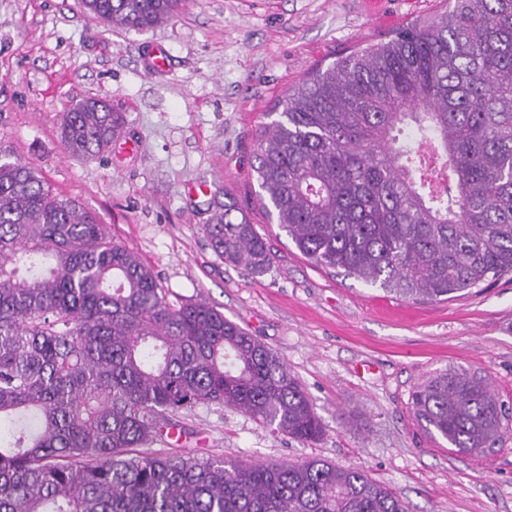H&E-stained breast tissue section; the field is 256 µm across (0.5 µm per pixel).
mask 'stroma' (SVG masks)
I'll use <instances>...</instances> for the list:
<instances>
[{
  "label": "stroma",
  "instance_id": "obj_1",
  "mask_svg": "<svg viewBox=\"0 0 512 512\" xmlns=\"http://www.w3.org/2000/svg\"><path fill=\"white\" fill-rule=\"evenodd\" d=\"M445 0H188L148 31H110L80 0H0V149L54 192L96 214L139 254L169 300L205 301L288 365L324 432L300 442L245 413L200 405L179 415L197 460L325 458L362 469L408 512H512V429L469 458L427 435L409 396L428 376L464 370L512 405V278L448 302L396 298L304 256L258 207L251 170L265 112L317 66L380 44ZM162 45L165 64L152 66ZM108 100L134 151L68 158V105ZM224 189L272 254L254 276L224 263L205 226Z\"/></svg>",
  "mask_w": 512,
  "mask_h": 512
}]
</instances>
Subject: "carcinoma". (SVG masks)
<instances>
[{
  "mask_svg": "<svg viewBox=\"0 0 512 512\" xmlns=\"http://www.w3.org/2000/svg\"><path fill=\"white\" fill-rule=\"evenodd\" d=\"M148 30L186 0H83ZM255 130L267 223L316 265L404 300L448 302L512 274V0L448 9L317 68ZM124 113L63 112L64 154L102 157ZM206 233L224 262L267 273L266 238L234 198ZM221 404L305 442L323 424L276 352L202 301L174 304L95 215L0 150V512H406L361 469L134 454L183 410ZM412 414L482 456L512 415L489 382L446 370Z\"/></svg>",
  "mask_w": 512,
  "mask_h": 512,
  "instance_id": "obj_1",
  "label": "carcinoma"
}]
</instances>
